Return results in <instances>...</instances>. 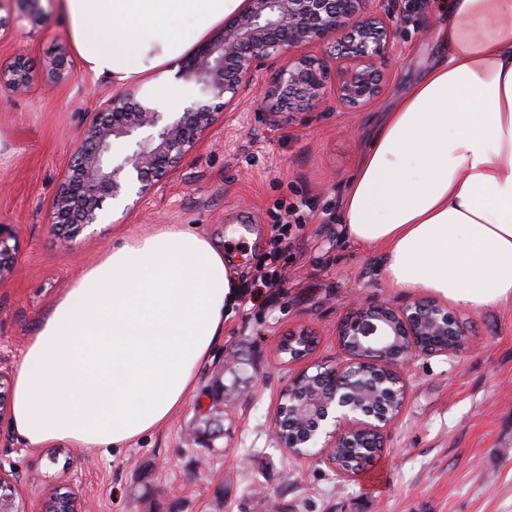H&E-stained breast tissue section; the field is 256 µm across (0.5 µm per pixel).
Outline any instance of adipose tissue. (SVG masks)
Instances as JSON below:
<instances>
[{
  "label": "adipose tissue",
  "mask_w": 512,
  "mask_h": 512,
  "mask_svg": "<svg viewBox=\"0 0 512 512\" xmlns=\"http://www.w3.org/2000/svg\"><path fill=\"white\" fill-rule=\"evenodd\" d=\"M244 0H58L73 48L113 83L182 58ZM438 62L371 132L341 230L384 251L390 285L481 309L512 301V0H437ZM236 271L195 227L129 234L71 281L18 360L29 449L129 447L162 429L237 304Z\"/></svg>",
  "instance_id": "obj_1"
}]
</instances>
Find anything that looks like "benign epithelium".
<instances>
[{
	"label": "benign epithelium",
	"mask_w": 512,
	"mask_h": 512,
	"mask_svg": "<svg viewBox=\"0 0 512 512\" xmlns=\"http://www.w3.org/2000/svg\"><path fill=\"white\" fill-rule=\"evenodd\" d=\"M15 3L19 16L40 20L42 0ZM398 0H245V7L191 55L181 59L176 81L200 89L202 98L181 112H164L137 100V89L112 95L100 117L72 148L67 174L58 184L48 223L80 229L98 223L107 201L132 203L168 184L170 174L237 109L275 62L277 103L294 112L322 98L327 65L291 50L322 42L350 24L349 40L338 49L346 63L336 72V104L357 110L376 100L385 84L383 70ZM47 76L63 81L67 50L59 49L46 66ZM35 85L21 56L0 59V93H27ZM18 242L0 224V282L13 272ZM339 346L350 360L334 367L300 372L281 395L271 430L280 446L300 458L314 448H345L360 468L377 456L375 439L399 416L407 397L403 369L417 357L446 355L466 343L456 315L431 300L404 307L358 304L337 325ZM43 512H85L74 494L54 497Z\"/></svg>",
	"instance_id": "benign-epithelium-1"
}]
</instances>
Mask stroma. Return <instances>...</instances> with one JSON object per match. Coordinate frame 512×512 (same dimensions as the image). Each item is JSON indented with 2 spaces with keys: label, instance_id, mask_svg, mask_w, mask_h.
Masks as SVG:
<instances>
[{
  "label": "stroma",
  "instance_id": "1",
  "mask_svg": "<svg viewBox=\"0 0 512 512\" xmlns=\"http://www.w3.org/2000/svg\"><path fill=\"white\" fill-rule=\"evenodd\" d=\"M39 23L0 9V58L24 55L34 69L70 46L56 0ZM434 0H400L388 80L359 112L332 92L306 112L281 111L263 124L273 75L226 114L182 163L164 191L142 199L122 223L104 219L77 235L48 224L73 145L117 85L69 54V80L36 82L0 106V224L12 225L18 259L0 283V372L12 386L17 360L39 315L85 267L123 235L159 224H191L225 243L241 286L277 269L274 301L235 306L224 336L196 374L183 406L158 433L131 447L90 454L69 444L25 448L0 424V471L16 480L24 512H41L53 491L74 489L87 512H512V301L476 310L450 304L467 322L464 348L420 357L404 370L407 398L387 431L382 457L355 477L338 475L324 453L298 458L269 431L281 390L301 370L346 362L336 325L353 300L401 306L413 292L389 285L384 254L342 236L346 184L373 128L393 101L440 56ZM289 245L274 246L281 217ZM307 330L314 351L284 360L280 341ZM238 353L245 389L224 397V437L214 455L185 431L206 413L225 359Z\"/></svg>",
  "mask_w": 512,
  "mask_h": 512
}]
</instances>
